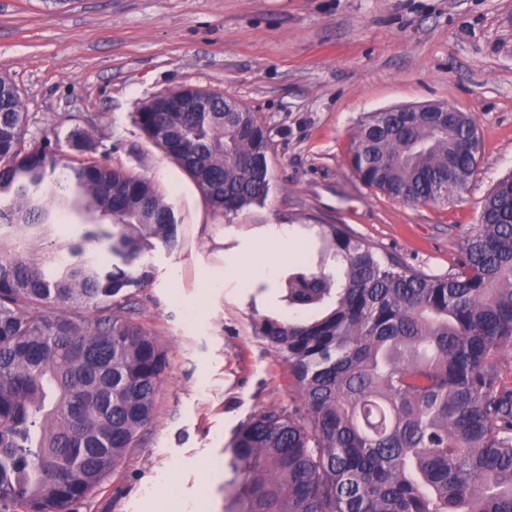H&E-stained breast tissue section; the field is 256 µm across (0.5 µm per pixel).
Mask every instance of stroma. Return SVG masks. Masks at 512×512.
Here are the masks:
<instances>
[{"mask_svg":"<svg viewBox=\"0 0 512 512\" xmlns=\"http://www.w3.org/2000/svg\"><path fill=\"white\" fill-rule=\"evenodd\" d=\"M0 74L28 114L26 140L92 132L95 160L151 178L178 221L174 246L144 261L138 321L167 355L153 421L77 512H224V448L252 414L298 401L287 362L254 332L289 314L288 277L316 267L325 224L343 225L431 276L453 272L482 201L512 172V0H0ZM193 86L265 122L266 202L215 212L191 177L142 134L136 114ZM442 102L471 113L482 149L467 189L408 204L365 186L348 160L370 112ZM308 225L288 246L253 229ZM224 285L195 256L211 228ZM263 247L267 262L243 268ZM216 250L210 255L216 262H207L199 257L197 265L205 272V285L207 288H220L224 285V231H220L214 238Z\"/></svg>","mask_w":512,"mask_h":512,"instance_id":"stroma-1","label":"stroma"}]
</instances>
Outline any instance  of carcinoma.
Masks as SVG:
<instances>
[{
	"instance_id": "carcinoma-1",
	"label": "carcinoma",
	"mask_w": 512,
	"mask_h": 512,
	"mask_svg": "<svg viewBox=\"0 0 512 512\" xmlns=\"http://www.w3.org/2000/svg\"><path fill=\"white\" fill-rule=\"evenodd\" d=\"M143 135L211 207L267 199L271 140L255 112L185 87L143 104ZM18 89L0 75V512H63L116 470L154 416L166 353L128 289L173 208L147 177L59 139L26 145ZM68 145L93 147L75 128ZM480 145L468 112H372L351 137L361 182L408 203L464 190ZM87 226L45 244L60 214ZM320 263L289 280L288 320L256 334L288 361L292 409L251 415L224 450L225 512H512V173L486 195L455 271L428 276L338 224ZM94 242L112 257L88 254Z\"/></svg>"
}]
</instances>
